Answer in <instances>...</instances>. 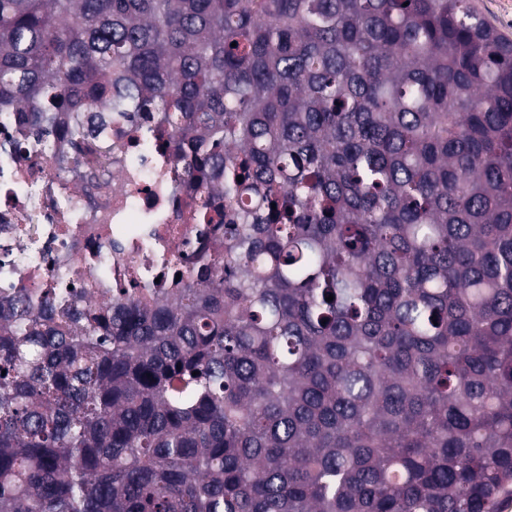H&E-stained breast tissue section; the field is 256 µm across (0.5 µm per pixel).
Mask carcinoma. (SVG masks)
<instances>
[{
  "label": "carcinoma",
  "instance_id": "carcinoma-1",
  "mask_svg": "<svg viewBox=\"0 0 512 512\" xmlns=\"http://www.w3.org/2000/svg\"><path fill=\"white\" fill-rule=\"evenodd\" d=\"M114 120L168 125L224 251L0 295V512H496L512 42L472 0H0V124L91 163Z\"/></svg>",
  "mask_w": 512,
  "mask_h": 512
}]
</instances>
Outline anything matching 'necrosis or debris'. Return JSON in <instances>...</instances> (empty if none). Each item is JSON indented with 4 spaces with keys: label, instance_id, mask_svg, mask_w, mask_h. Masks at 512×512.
Returning <instances> with one entry per match:
<instances>
[{
    "label": "necrosis or debris",
    "instance_id": "obj_1",
    "mask_svg": "<svg viewBox=\"0 0 512 512\" xmlns=\"http://www.w3.org/2000/svg\"><path fill=\"white\" fill-rule=\"evenodd\" d=\"M7 134L0 128V288H125L149 273L160 292L169 279L158 249L188 266L221 249L223 228L196 222L178 189L180 160L137 143L130 125L113 123L112 161L94 171L62 168L35 139L16 146Z\"/></svg>",
    "mask_w": 512,
    "mask_h": 512
}]
</instances>
